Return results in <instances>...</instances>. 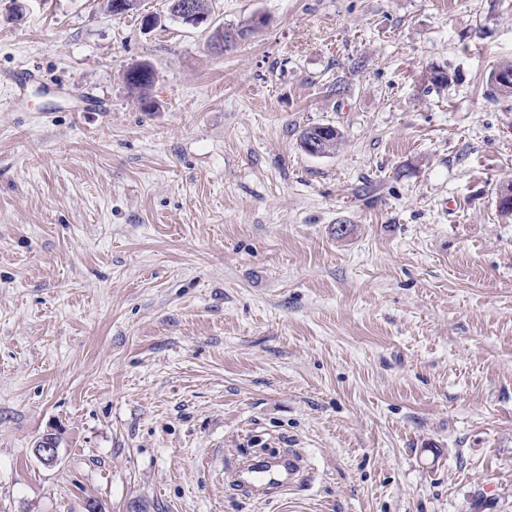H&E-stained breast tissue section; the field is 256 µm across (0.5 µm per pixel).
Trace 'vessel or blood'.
<instances>
[{
  "mask_svg": "<svg viewBox=\"0 0 512 512\" xmlns=\"http://www.w3.org/2000/svg\"><path fill=\"white\" fill-rule=\"evenodd\" d=\"M307 464L298 451H290L279 460L248 458L237 462L233 480L237 486L254 490L263 498H271L304 481Z\"/></svg>",
  "mask_w": 512,
  "mask_h": 512,
  "instance_id": "vessel-or-blood-1",
  "label": "vessel or blood"
}]
</instances>
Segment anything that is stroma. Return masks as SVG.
I'll list each match as a JSON object with an SVG mask.
<instances>
[{
    "mask_svg": "<svg viewBox=\"0 0 512 512\" xmlns=\"http://www.w3.org/2000/svg\"><path fill=\"white\" fill-rule=\"evenodd\" d=\"M211 21L0 0V512H512V96L485 95L512 0ZM314 125L340 149L305 153ZM291 448L304 484L234 490ZM140 69H143L146 74H136V72ZM154 80V72L153 68L148 63L138 64L126 72L125 81L126 84L135 90H138L141 94H145V92L152 85Z\"/></svg>",
    "mask_w": 512,
    "mask_h": 512,
    "instance_id": "1",
    "label": "stroma"
}]
</instances>
